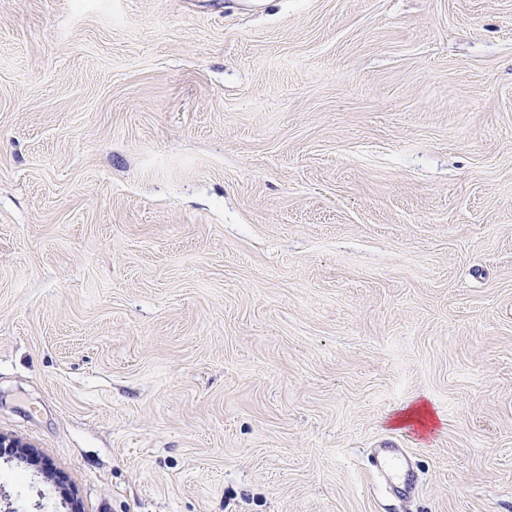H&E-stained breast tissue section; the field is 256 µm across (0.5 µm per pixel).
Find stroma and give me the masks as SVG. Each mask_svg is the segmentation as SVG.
<instances>
[{
  "label": "stroma",
  "mask_w": 512,
  "mask_h": 512,
  "mask_svg": "<svg viewBox=\"0 0 512 512\" xmlns=\"http://www.w3.org/2000/svg\"><path fill=\"white\" fill-rule=\"evenodd\" d=\"M0 433V512H512V0H0ZM376 476L387 491L411 495L418 489L414 465L404 448H377Z\"/></svg>",
  "instance_id": "obj_1"
}]
</instances>
